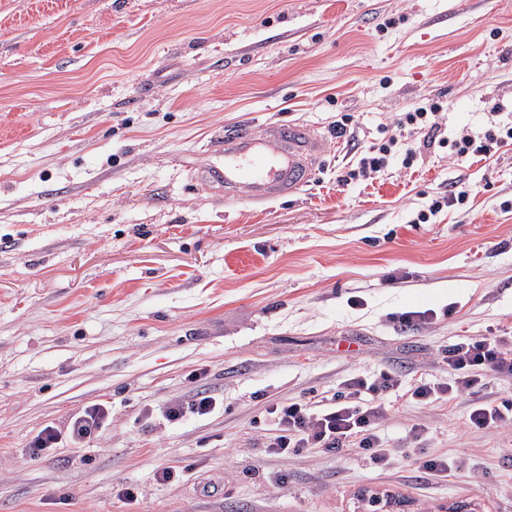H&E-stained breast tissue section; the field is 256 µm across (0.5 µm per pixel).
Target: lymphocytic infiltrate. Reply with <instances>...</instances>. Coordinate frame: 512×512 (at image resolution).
<instances>
[{"mask_svg":"<svg viewBox=\"0 0 512 512\" xmlns=\"http://www.w3.org/2000/svg\"><path fill=\"white\" fill-rule=\"evenodd\" d=\"M441 109V103L428 100L402 113L386 127L383 142L370 146L356 167L348 171V179H371L384 171L397 154L402 157L403 168H413L418 150L405 145V135L425 128L437 129ZM441 144L458 160L490 158L512 145V121L491 124L477 136L462 128L443 138ZM447 361L456 373L453 383L442 385L420 379L409 390L412 400L445 405L470 397L489 381L512 377V346L498 336L462 338L449 347ZM399 386L395 375L383 371L370 379H348L343 391L322 404L288 399L269 404L265 408V421L273 427L275 435L265 445L267 455L285 458L311 448L334 453L351 448L367 457L376 468L386 469L396 454L383 437L385 427L393 418L388 396ZM109 417L106 406L84 408L72 414L64 426L44 427L30 443L32 453L40 455L64 441L74 445L83 443L95 436Z\"/></svg>","mask_w":512,"mask_h":512,"instance_id":"f902f5d3","label":"lymphocytic infiltrate"}]
</instances>
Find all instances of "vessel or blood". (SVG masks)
Instances as JSON below:
<instances>
[{
  "mask_svg": "<svg viewBox=\"0 0 512 512\" xmlns=\"http://www.w3.org/2000/svg\"><path fill=\"white\" fill-rule=\"evenodd\" d=\"M321 149L318 138L300 126L263 138L245 131L225 140L224 163L210 175L248 199H276L308 183L309 162Z\"/></svg>",
  "mask_w": 512,
  "mask_h": 512,
  "instance_id": "b4317fda",
  "label": "vessel or blood"
}]
</instances>
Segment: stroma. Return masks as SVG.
Masks as SVG:
<instances>
[{
  "label": "stroma",
  "mask_w": 512,
  "mask_h": 512,
  "mask_svg": "<svg viewBox=\"0 0 512 512\" xmlns=\"http://www.w3.org/2000/svg\"><path fill=\"white\" fill-rule=\"evenodd\" d=\"M423 98L445 137L512 120V0H0V512H512V426L470 429L464 399H397L384 471L265 452L272 401L445 385L449 345L512 336V145L345 178ZM277 123L324 144L297 193L203 179L227 132ZM198 390L210 416L163 420ZM96 404L90 441L31 455ZM417 446L458 470L428 482ZM469 190L468 189H461L457 193L451 192L448 197H442L439 199H435L431 202V204L428 206V212L423 211L420 213L418 217V223H427L430 219V216H433L440 212L444 207L448 208L450 206H453L455 204H462L468 197Z\"/></svg>",
  "instance_id": "stroma-1"
}]
</instances>
